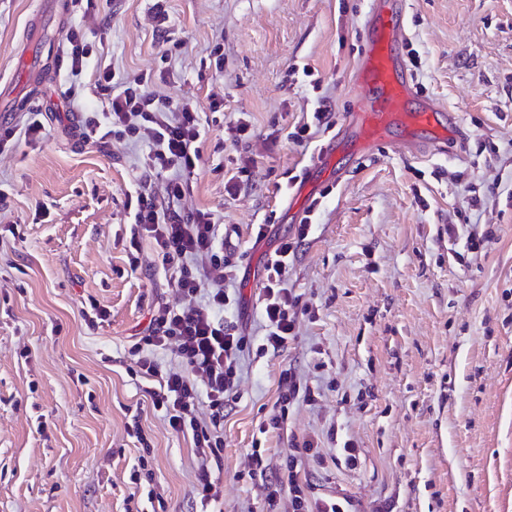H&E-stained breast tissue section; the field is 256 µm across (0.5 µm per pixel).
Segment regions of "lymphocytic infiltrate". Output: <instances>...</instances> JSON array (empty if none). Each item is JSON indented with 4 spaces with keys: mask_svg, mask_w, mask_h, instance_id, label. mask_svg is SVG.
<instances>
[{
    "mask_svg": "<svg viewBox=\"0 0 512 512\" xmlns=\"http://www.w3.org/2000/svg\"><path fill=\"white\" fill-rule=\"evenodd\" d=\"M68 60L67 98L80 111L84 141L111 137L146 144L140 158L144 176L170 174L166 200L148 190L136 196L134 222L138 238L150 240L163 267L176 279L182 306H158L148 335L135 343L137 364L146 375L161 376L159 388L148 389L154 408L165 410L168 423L178 433L191 434L198 459V492L202 499H217L220 490L211 474L208 459L221 445L216 425L224 417V401L236 386L237 366L249 338L237 323L226 321L224 311L231 303L224 289L229 279L228 261L219 228L210 212H187L178 203L189 191L187 177L202 158V119L188 103L157 95L152 74L141 73L126 82L124 89L109 99L105 110L82 108V74L93 53V45L79 27L70 28L61 43ZM294 254L291 242H282L266 261L265 297L261 308L264 338L261 352L280 351L296 336L299 300L285 286L288 265ZM176 345L181 366L160 372L151 356L153 349ZM204 379L198 391L196 379ZM206 394L211 409L210 423L197 417L199 394ZM310 388L301 386L294 374L283 373L274 412L261 423L260 432L280 429L288 418V407L312 401ZM312 448L310 442L294 446L281 466L291 493L293 512H344L335 498L314 501L305 496L298 478L297 462Z\"/></svg>",
    "mask_w": 512,
    "mask_h": 512,
    "instance_id": "lymphocytic-infiltrate-1",
    "label": "lymphocytic infiltrate"
}]
</instances>
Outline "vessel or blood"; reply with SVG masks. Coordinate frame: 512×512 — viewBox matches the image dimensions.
<instances>
[{
  "label": "vessel or blood",
  "instance_id": "vessel-or-blood-1",
  "mask_svg": "<svg viewBox=\"0 0 512 512\" xmlns=\"http://www.w3.org/2000/svg\"><path fill=\"white\" fill-rule=\"evenodd\" d=\"M401 0H370L365 47L356 62L352 88L359 108L346 123L341 147L356 157L401 132L400 147L410 153L444 152L457 140V124L438 104L419 99L398 52L403 33Z\"/></svg>",
  "mask_w": 512,
  "mask_h": 512
}]
</instances>
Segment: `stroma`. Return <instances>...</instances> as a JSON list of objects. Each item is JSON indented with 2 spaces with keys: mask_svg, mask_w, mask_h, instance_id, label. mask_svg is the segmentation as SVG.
<instances>
[{
  "mask_svg": "<svg viewBox=\"0 0 512 512\" xmlns=\"http://www.w3.org/2000/svg\"><path fill=\"white\" fill-rule=\"evenodd\" d=\"M401 53L419 96L455 113L459 138L414 156L394 144L318 175L305 239L288 180L338 138L356 107L353 68L367 0H0V512H263L282 457L310 441L299 479L309 499L348 512H512V0H404ZM81 27L95 83L156 75L157 93L224 122L206 128L185 210L230 231L228 294L251 342L224 404L202 501L191 435L173 431L131 353L151 312L180 300L127 202L164 197L142 177L145 144L84 143L66 102L61 40ZM221 46L222 66L210 55ZM41 58L27 73L20 51ZM330 124L291 134L318 108ZM39 113L43 138L22 125ZM246 122L247 133L237 130ZM240 171L235 190L225 171ZM266 227L254 239L255 225ZM489 242L467 247L469 231ZM295 240L287 283L305 314L283 351L260 353L266 255ZM314 393L278 431L260 433L282 370ZM358 460L347 465L343 442ZM270 461L252 472L253 444Z\"/></svg>",
  "mask_w": 512,
  "mask_h": 512,
  "instance_id": "obj_1",
  "label": "stroma"
}]
</instances>
